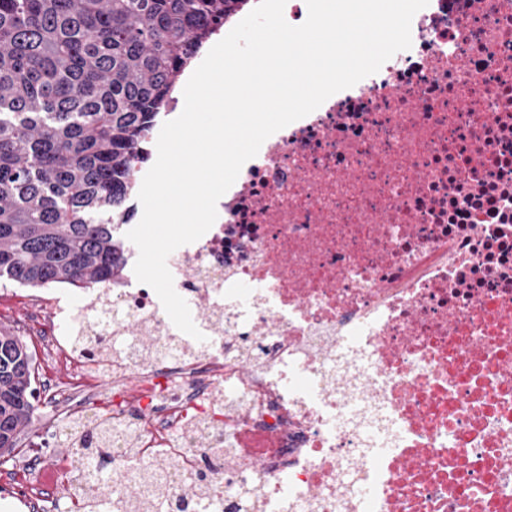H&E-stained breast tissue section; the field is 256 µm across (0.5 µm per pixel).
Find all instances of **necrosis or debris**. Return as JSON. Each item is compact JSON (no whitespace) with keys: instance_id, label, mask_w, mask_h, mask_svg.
Returning a JSON list of instances; mask_svg holds the SVG:
<instances>
[{"instance_id":"4bbe7bcc","label":"necrosis or debris","mask_w":512,"mask_h":512,"mask_svg":"<svg viewBox=\"0 0 512 512\" xmlns=\"http://www.w3.org/2000/svg\"><path fill=\"white\" fill-rule=\"evenodd\" d=\"M412 45L272 134L172 252L201 339L133 266L34 332L112 402L108 467L202 471L226 512H512V0H429ZM153 338L145 359L130 327ZM119 336L111 362L80 336ZM112 374V391L100 380Z\"/></svg>"}]
</instances>
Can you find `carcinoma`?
I'll return each instance as SVG.
<instances>
[{
    "label": "carcinoma",
    "instance_id": "1",
    "mask_svg": "<svg viewBox=\"0 0 512 512\" xmlns=\"http://www.w3.org/2000/svg\"><path fill=\"white\" fill-rule=\"evenodd\" d=\"M250 0H0V280L25 288H108L120 276L126 185L182 72ZM110 336L87 342L95 356ZM24 337L0 328V465L39 402ZM112 417L69 444L79 457L87 512H140L176 501L181 512H224L202 472L161 484L149 505L98 489ZM142 461L144 479L174 468Z\"/></svg>",
    "mask_w": 512,
    "mask_h": 512
}]
</instances>
